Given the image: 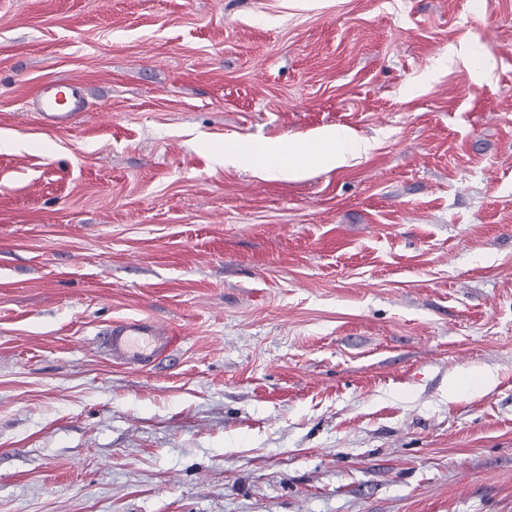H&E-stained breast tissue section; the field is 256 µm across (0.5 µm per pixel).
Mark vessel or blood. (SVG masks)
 Returning <instances> with one entry per match:
<instances>
[{
    "mask_svg": "<svg viewBox=\"0 0 512 512\" xmlns=\"http://www.w3.org/2000/svg\"><path fill=\"white\" fill-rule=\"evenodd\" d=\"M34 104L49 125H68L86 108L76 85L59 79L43 86ZM113 361L140 364L164 354L172 345L169 330L151 318L125 319L105 328L101 333Z\"/></svg>",
    "mask_w": 512,
    "mask_h": 512,
    "instance_id": "b4317fda",
    "label": "vessel or blood"
}]
</instances>
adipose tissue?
Masks as SVG:
<instances>
[{
  "label": "adipose tissue",
  "instance_id": "ef3b65f1",
  "mask_svg": "<svg viewBox=\"0 0 512 512\" xmlns=\"http://www.w3.org/2000/svg\"><path fill=\"white\" fill-rule=\"evenodd\" d=\"M373 145L344 126L327 127L313 140L296 139L267 142L253 148L239 142L224 146L228 164L247 162L261 177L296 179L310 168H342L368 155Z\"/></svg>",
  "mask_w": 512,
  "mask_h": 512
}]
</instances>
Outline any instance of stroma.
Returning a JSON list of instances; mask_svg holds the SVG:
<instances>
[{
    "instance_id": "1",
    "label": "stroma",
    "mask_w": 512,
    "mask_h": 512,
    "mask_svg": "<svg viewBox=\"0 0 512 512\" xmlns=\"http://www.w3.org/2000/svg\"><path fill=\"white\" fill-rule=\"evenodd\" d=\"M1 136L0 512H512V0H0ZM61 100H64V103ZM34 104L42 119L57 127L67 126L86 108L80 90L65 79H58L43 86ZM373 149L368 140L344 126L327 127L313 140L296 139L267 142L258 148L239 142L225 143L224 164L247 162L267 179H298L311 167L342 168ZM114 362H150L172 346L169 330L151 318L124 319L100 332Z\"/></svg>"
}]
</instances>
